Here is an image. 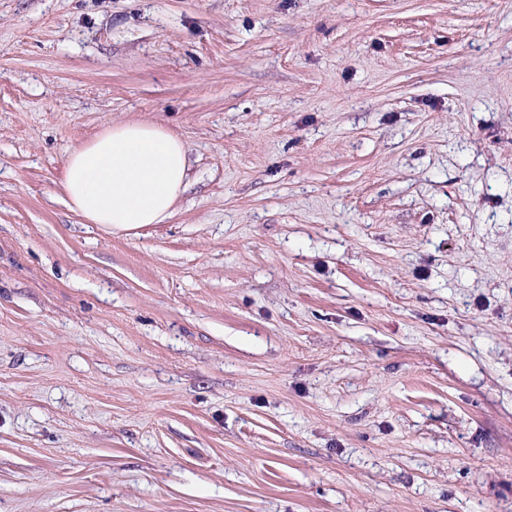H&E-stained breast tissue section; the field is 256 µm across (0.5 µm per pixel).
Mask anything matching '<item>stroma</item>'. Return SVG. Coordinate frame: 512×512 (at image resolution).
<instances>
[{
	"label": "stroma",
	"mask_w": 512,
	"mask_h": 512,
	"mask_svg": "<svg viewBox=\"0 0 512 512\" xmlns=\"http://www.w3.org/2000/svg\"><path fill=\"white\" fill-rule=\"evenodd\" d=\"M0 512H512V0H0ZM187 150L153 122L112 123L66 152L61 193L85 224L128 232L163 224L187 187Z\"/></svg>",
	"instance_id": "35a3bbf8"
}]
</instances>
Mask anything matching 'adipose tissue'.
<instances>
[{
	"label": "adipose tissue",
	"instance_id": "obj_1",
	"mask_svg": "<svg viewBox=\"0 0 512 512\" xmlns=\"http://www.w3.org/2000/svg\"><path fill=\"white\" fill-rule=\"evenodd\" d=\"M187 169L178 135L157 123L126 121L70 148L60 187L67 208L85 223L128 232L173 216Z\"/></svg>",
	"mask_w": 512,
	"mask_h": 512
}]
</instances>
